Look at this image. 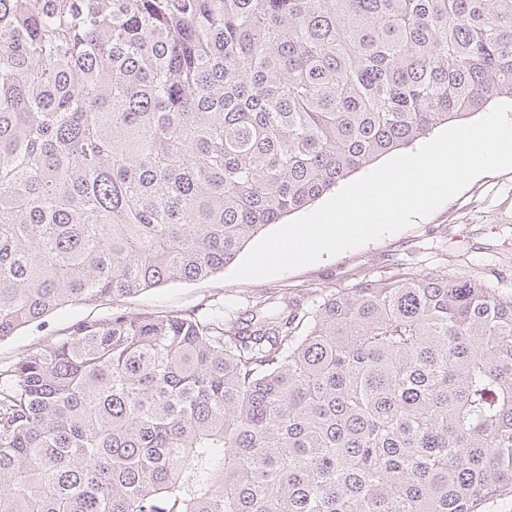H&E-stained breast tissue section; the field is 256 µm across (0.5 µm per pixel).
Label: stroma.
<instances>
[{
  "label": "stroma",
  "mask_w": 512,
  "mask_h": 512,
  "mask_svg": "<svg viewBox=\"0 0 512 512\" xmlns=\"http://www.w3.org/2000/svg\"><path fill=\"white\" fill-rule=\"evenodd\" d=\"M399 267L421 275L438 271L462 274L485 281L502 296H512V171L477 177L407 229L278 276L227 282L218 274L117 302L57 310L41 325L22 328L0 341V368L43 342L66 335L77 321L100 318L116 309L132 315L194 310L231 313L245 310L270 291L311 296L324 289L349 288Z\"/></svg>",
  "instance_id": "stroma-1"
}]
</instances>
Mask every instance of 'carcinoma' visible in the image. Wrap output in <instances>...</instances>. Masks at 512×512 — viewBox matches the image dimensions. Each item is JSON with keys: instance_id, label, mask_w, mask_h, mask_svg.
Returning <instances> with one entry per match:
<instances>
[{"instance_id": "cac0c4a2", "label": "carcinoma", "mask_w": 512, "mask_h": 512, "mask_svg": "<svg viewBox=\"0 0 512 512\" xmlns=\"http://www.w3.org/2000/svg\"><path fill=\"white\" fill-rule=\"evenodd\" d=\"M512 99V0H0V340L224 271ZM512 493V297L398 270L114 311L0 369V512H476Z\"/></svg>"}]
</instances>
